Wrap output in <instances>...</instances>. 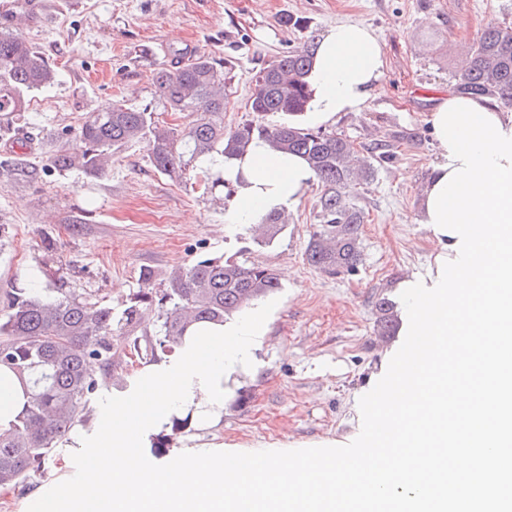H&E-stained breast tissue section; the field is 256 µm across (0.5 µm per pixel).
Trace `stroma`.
<instances>
[{
	"mask_svg": "<svg viewBox=\"0 0 512 512\" xmlns=\"http://www.w3.org/2000/svg\"><path fill=\"white\" fill-rule=\"evenodd\" d=\"M41 18L0 13V28H20L57 73L32 92L17 120L35 148L19 151L38 168L28 182L0 178V293L11 285L47 288L35 278L43 238L76 287L120 304L137 291L142 269L166 278L201 258L235 257L281 272L277 304L265 323L252 371L239 375L224 408L223 441L241 452L334 440L352 431L360 394L379 371L387 345L376 332L379 295L398 298L397 282L425 272L435 254L415 221L437 149L427 118L452 92L459 62L491 24L512 26V0H38ZM340 21L377 31L385 43L384 88L361 111L322 125L377 161L371 184L357 187L367 213L356 271L326 274L305 259L317 222L321 182L288 213L267 246L247 225H225L231 190L210 196L175 184L137 143L115 153L101 177L44 172L47 157L71 148L87 113L119 101L167 119L151 81L179 54H205L230 68L224 127L252 117L253 76L289 48ZM392 160L378 162L381 144Z\"/></svg>",
	"mask_w": 512,
	"mask_h": 512,
	"instance_id": "1",
	"label": "stroma"
}]
</instances>
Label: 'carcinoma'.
Here are the masks:
<instances>
[{
    "label": "carcinoma",
    "instance_id": "cac0c4a2",
    "mask_svg": "<svg viewBox=\"0 0 512 512\" xmlns=\"http://www.w3.org/2000/svg\"><path fill=\"white\" fill-rule=\"evenodd\" d=\"M471 66L457 80L461 93L486 97L512 106V27L490 24L471 48ZM312 49L303 44L288 50L256 75L249 100L257 120L224 131L226 78L221 63L207 55L187 66L154 70L152 84L165 111L187 124H168L146 109L121 103L90 112L80 126L77 144L49 156L45 170L78 168L90 178L105 171L109 156L133 143L145 144L154 169L175 183L196 170L195 185L208 194L226 186L224 173L208 160L218 155L237 158L255 141L273 150L303 157L322 183L318 224L305 251L309 265L325 273L353 272L361 261L360 236L366 213L355 203L354 182L369 184L372 166L354 172L353 147L333 133L313 132L297 122L312 98L306 76ZM56 72L44 55L19 30L0 32V119L20 112L25 95L54 84ZM283 115L288 120L264 122ZM0 176L20 181L28 176L21 164H0ZM257 244L268 245L286 227L278 210L262 219ZM52 287L45 292L12 287L0 301V367L32 381V393L22 413L8 429L0 430V490L27 483L86 420L93 396L102 387L123 386L122 356L131 352L150 363L170 353L196 321L222 323L281 288L276 272L263 265L232 257L205 259L171 274L165 288H150L154 271L140 273L142 288L120 306L97 298L92 291L71 286L62 269L37 262ZM380 336L395 335L399 319L394 304L377 299ZM156 314L158 330L149 329L148 315ZM95 362L103 376L87 374Z\"/></svg>",
    "mask_w": 512,
    "mask_h": 512
}]
</instances>
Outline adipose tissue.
I'll list each match as a JSON object with an SVG mask.
<instances>
[{
  "label": "adipose tissue",
  "instance_id": "adipose-tissue-1",
  "mask_svg": "<svg viewBox=\"0 0 512 512\" xmlns=\"http://www.w3.org/2000/svg\"><path fill=\"white\" fill-rule=\"evenodd\" d=\"M385 44L369 26L341 22L326 30L316 41L308 80L314 89L310 119L325 124L362 109L383 86ZM214 170L235 188L228 207L234 224H256L272 209H293L315 182L316 175L301 157L271 151L255 142L240 158H215ZM189 440L192 447L216 443L224 411L205 403L196 392L188 407Z\"/></svg>",
  "mask_w": 512,
  "mask_h": 512
}]
</instances>
